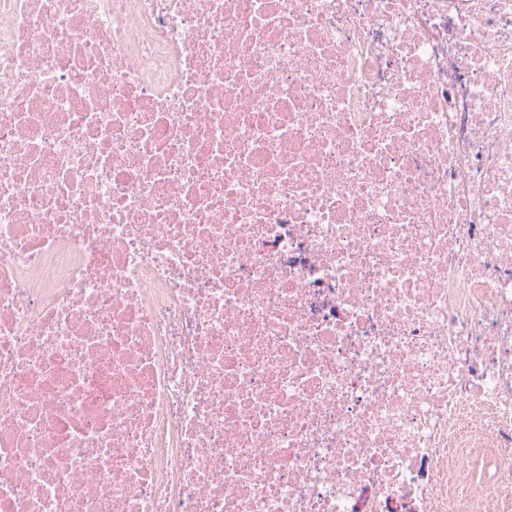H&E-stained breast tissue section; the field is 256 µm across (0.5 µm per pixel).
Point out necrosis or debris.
<instances>
[{
	"label": "necrosis or debris",
	"instance_id": "necrosis-or-debris-1",
	"mask_svg": "<svg viewBox=\"0 0 512 512\" xmlns=\"http://www.w3.org/2000/svg\"><path fill=\"white\" fill-rule=\"evenodd\" d=\"M0 512H512V0H0Z\"/></svg>",
	"mask_w": 512,
	"mask_h": 512
}]
</instances>
